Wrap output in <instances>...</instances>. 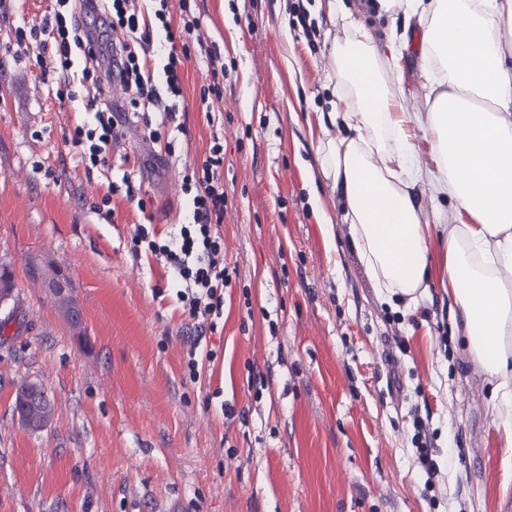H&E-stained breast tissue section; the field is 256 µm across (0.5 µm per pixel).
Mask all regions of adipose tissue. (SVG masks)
<instances>
[{
    "instance_id": "obj_1",
    "label": "adipose tissue",
    "mask_w": 512,
    "mask_h": 512,
    "mask_svg": "<svg viewBox=\"0 0 512 512\" xmlns=\"http://www.w3.org/2000/svg\"><path fill=\"white\" fill-rule=\"evenodd\" d=\"M329 22L351 30L334 42V96L315 156L340 190L352 245L379 296L410 297L427 281L431 231L409 194L427 182L471 221L448 232V293L473 358L495 379V421L512 463V0H378L380 11L417 17L424 75L433 96L413 112L385 85L380 55L339 0H319ZM347 127V137L331 125ZM425 130L435 169L414 159L412 131Z\"/></svg>"
}]
</instances>
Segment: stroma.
I'll return each instance as SVG.
<instances>
[{
  "mask_svg": "<svg viewBox=\"0 0 512 512\" xmlns=\"http://www.w3.org/2000/svg\"><path fill=\"white\" fill-rule=\"evenodd\" d=\"M53 0L0 6V264L14 272V315L0 338V512H512V466L492 420L495 382L472 358L445 277L447 198L410 192L429 222L430 279L411 302L378 297L342 220L344 201L323 180L314 145L330 110L333 42L341 25L303 0H200L197 16L224 57V109L205 117L201 61L186 66L185 130L148 144L124 119L118 152L152 204L139 213L113 196L96 211L114 168L86 177L64 138L91 122L83 90L60 103L55 78L17 87L27 55L13 27ZM378 48L394 46L386 83L426 110L421 29L342 0ZM224 137L227 194L223 361L183 378L186 345L175 302L154 299L165 272L135 254L134 226L151 218L177 232L188 211L178 182ZM166 155L156 167L155 155ZM333 218L325 226L320 210ZM61 270L82 312L72 326L29 262ZM54 402L44 430L14 411L18 388ZM221 400H210L214 389ZM428 405L434 446L451 454L434 495L411 442ZM245 412L226 420L222 407Z\"/></svg>",
  "mask_w": 512,
  "mask_h": 512,
  "instance_id": "stroma-1",
  "label": "stroma"
}]
</instances>
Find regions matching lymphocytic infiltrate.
<instances>
[{"label":"lymphocytic infiltrate","instance_id":"lymphocytic-infiltrate-1","mask_svg":"<svg viewBox=\"0 0 512 512\" xmlns=\"http://www.w3.org/2000/svg\"><path fill=\"white\" fill-rule=\"evenodd\" d=\"M175 9L183 18L177 29L171 23ZM12 35L17 52L37 49L41 75L84 87L94 121L75 126L69 144L88 171L109 166L121 139L114 97L133 114L145 118L159 112L166 123L177 121L184 100L182 71L197 51L205 53L207 72L199 93L202 105L213 107L224 97V58L210 50L211 37L193 15L192 0H153L149 10L141 0H55L40 23L14 27ZM180 190L189 200V215L179 233L163 236L139 224L133 242L170 275L155 296L175 295L190 343L183 376L195 382L204 365L221 358L205 340L224 329V290L230 282L221 232L223 138L213 136L202 160L183 175Z\"/></svg>","mask_w":512,"mask_h":512}]
</instances>
